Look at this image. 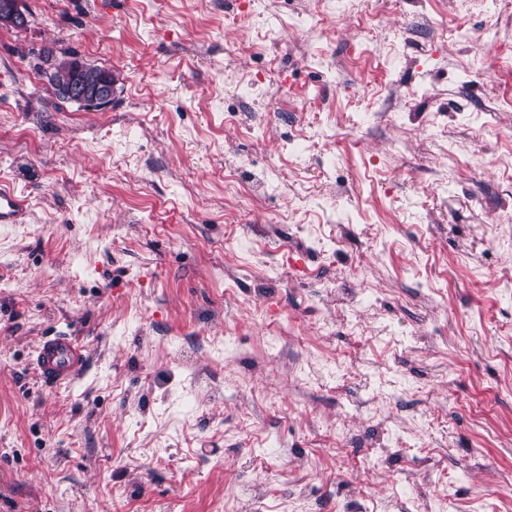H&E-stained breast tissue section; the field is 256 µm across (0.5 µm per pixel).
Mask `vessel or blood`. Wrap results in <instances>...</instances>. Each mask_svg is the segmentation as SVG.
I'll return each mask as SVG.
<instances>
[{"label": "vessel or blood", "mask_w": 512, "mask_h": 512, "mask_svg": "<svg viewBox=\"0 0 512 512\" xmlns=\"http://www.w3.org/2000/svg\"><path fill=\"white\" fill-rule=\"evenodd\" d=\"M28 218L26 197L13 187L0 184V224H24ZM86 361L84 347L67 334L44 336L33 356L40 380L51 389L72 383Z\"/></svg>", "instance_id": "vessel-or-blood-1"}]
</instances>
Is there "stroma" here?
<instances>
[{
  "instance_id": "stroma-1",
  "label": "stroma",
  "mask_w": 512,
  "mask_h": 512,
  "mask_svg": "<svg viewBox=\"0 0 512 512\" xmlns=\"http://www.w3.org/2000/svg\"><path fill=\"white\" fill-rule=\"evenodd\" d=\"M26 3L0 512H512V0ZM53 51L52 50H45L43 52V54L40 56V61H41V64H38L36 66L38 72H40V74H47V71L45 68H43V64L47 63V62H51L50 63V66L47 68V69H50V73H49V81L53 87V89L55 88V86L63 83L66 81L67 79V72L65 71V69L63 68V62L68 59V58H71V57H74V56H63V57H60V58H56V57H52L50 59V57L53 55ZM70 69L69 81L59 88L61 96L79 104L86 110L101 111L111 106L116 87L109 77L89 78L81 61L73 62ZM57 97L68 101L65 98ZM84 347L68 334L44 336L33 363L43 385L51 389L68 386L85 366Z\"/></svg>"
}]
</instances>
